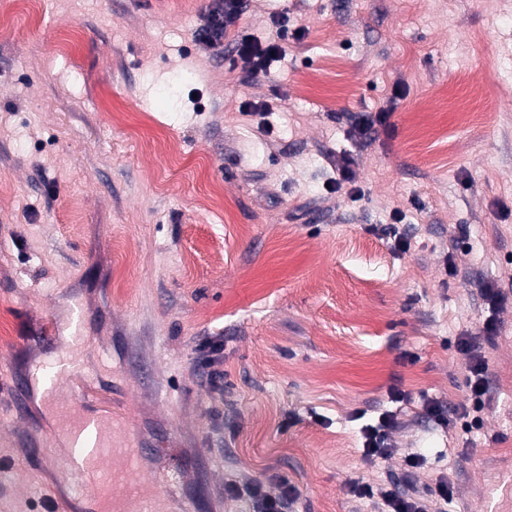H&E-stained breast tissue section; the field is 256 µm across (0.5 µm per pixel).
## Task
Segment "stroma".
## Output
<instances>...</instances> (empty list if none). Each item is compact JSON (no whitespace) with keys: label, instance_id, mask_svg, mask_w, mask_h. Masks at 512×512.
<instances>
[{"label":"stroma","instance_id":"1","mask_svg":"<svg viewBox=\"0 0 512 512\" xmlns=\"http://www.w3.org/2000/svg\"><path fill=\"white\" fill-rule=\"evenodd\" d=\"M210 5L0 0V498L27 512L69 488L26 467L64 447L53 406L7 386L78 329L59 399L93 390L189 459L175 500L195 512H250L225 484L283 477L294 512H374L351 482L411 494L442 474L447 512H512V289L493 308L480 292L512 261V0H241L233 29L258 41L289 18L249 85L230 51L196 50ZM391 222L408 253L368 230ZM491 315L483 425L441 428L426 406L465 403L458 343ZM214 336L220 395L197 368ZM359 411L397 415L391 458L363 460ZM389 110H380L376 113H360L354 118L352 125L353 133L359 139L366 140L370 138L371 133L375 130L376 125H386L390 117Z\"/></svg>","mask_w":512,"mask_h":512}]
</instances>
